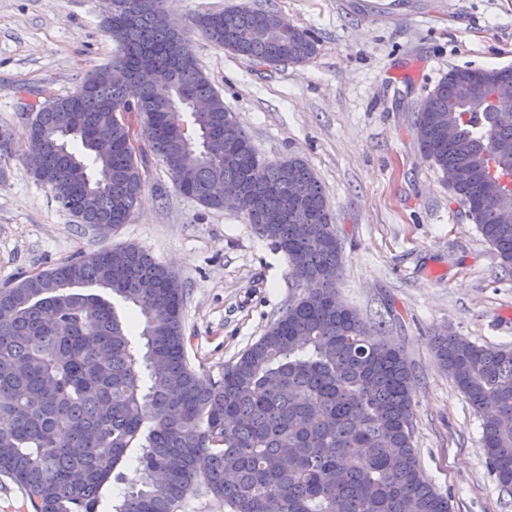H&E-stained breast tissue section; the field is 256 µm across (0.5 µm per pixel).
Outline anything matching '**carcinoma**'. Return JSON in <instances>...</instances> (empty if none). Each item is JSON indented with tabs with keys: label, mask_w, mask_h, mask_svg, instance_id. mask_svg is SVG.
<instances>
[{
	"label": "carcinoma",
	"mask_w": 512,
	"mask_h": 512,
	"mask_svg": "<svg viewBox=\"0 0 512 512\" xmlns=\"http://www.w3.org/2000/svg\"><path fill=\"white\" fill-rule=\"evenodd\" d=\"M166 12V0H112L104 28L129 82L109 64L70 94L23 107L40 161L32 175L91 227L128 222L150 155L207 209L224 208V184L235 183L240 214L287 257L305 293L216 380L187 360L180 281L135 245L81 252L0 288V476L33 512H99L104 486L138 448L143 479L112 512H178L199 487L224 499V512H450L415 448L414 367L382 323L339 298L343 247L322 184L296 157L257 154L200 71L189 33L270 68L310 61L316 38L269 7L200 13L187 29L162 21ZM505 81L512 68L450 69L417 106L415 127L512 273V112L492 101ZM162 83L172 98L157 96ZM132 94L134 119L116 120ZM134 125L147 139L138 155L124 149ZM185 125L221 152L184 142ZM90 286L139 307L140 344L109 300L72 292ZM432 345L482 413L486 462L512 492V349L450 332Z\"/></svg>",
	"instance_id": "1"
}]
</instances>
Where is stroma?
Listing matches in <instances>:
<instances>
[{
    "label": "stroma",
    "instance_id": "1",
    "mask_svg": "<svg viewBox=\"0 0 512 512\" xmlns=\"http://www.w3.org/2000/svg\"><path fill=\"white\" fill-rule=\"evenodd\" d=\"M273 6L318 40L314 59L255 66L192 39L197 63L270 161L297 157L322 182L343 241L341 299L384 321L417 381L415 441L426 478L451 512H512L490 472L481 416L436 363V331L512 348V274L420 152L416 105L453 67L512 66V0H167L188 25L200 12ZM104 0H0V287L81 251L133 243L185 289L192 367L220 377L303 290L288 260L242 215L179 193L150 157L128 223L102 235L77 223L34 181L18 100L21 85L73 91L116 53Z\"/></svg>",
    "mask_w": 512,
    "mask_h": 512
}]
</instances>
